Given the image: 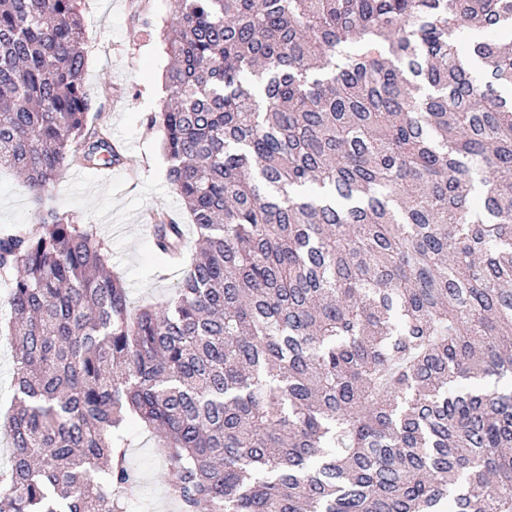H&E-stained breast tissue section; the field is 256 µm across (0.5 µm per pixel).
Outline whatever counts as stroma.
Masks as SVG:
<instances>
[{"mask_svg":"<svg viewBox=\"0 0 512 512\" xmlns=\"http://www.w3.org/2000/svg\"><path fill=\"white\" fill-rule=\"evenodd\" d=\"M78 9L85 30V91L110 127L114 144L135 163L107 174L63 168L50 202L73 223L93 226L132 304L156 303L170 295L180 275L159 262L144 216L164 209L181 223L190 221L166 177L162 132L147 124L148 115L160 111L167 98L164 77L171 58L165 37L171 2L79 0ZM35 224L36 210L22 178L1 167L0 233ZM128 437V458L139 477L132 512H177L156 438L138 431Z\"/></svg>","mask_w":512,"mask_h":512,"instance_id":"obj_1","label":"stroma"}]
</instances>
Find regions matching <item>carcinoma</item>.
Masks as SVG:
<instances>
[{
    "instance_id": "1",
    "label": "carcinoma",
    "mask_w": 512,
    "mask_h": 512,
    "mask_svg": "<svg viewBox=\"0 0 512 512\" xmlns=\"http://www.w3.org/2000/svg\"><path fill=\"white\" fill-rule=\"evenodd\" d=\"M174 2L147 121L200 248L151 211L181 278L134 308L48 205L124 160L77 0H0V167L37 210L0 234V512H127L130 423L179 512H512V0ZM9 341L0 336V430L3 421L9 416L14 403L12 381L14 376V358Z\"/></svg>"
}]
</instances>
